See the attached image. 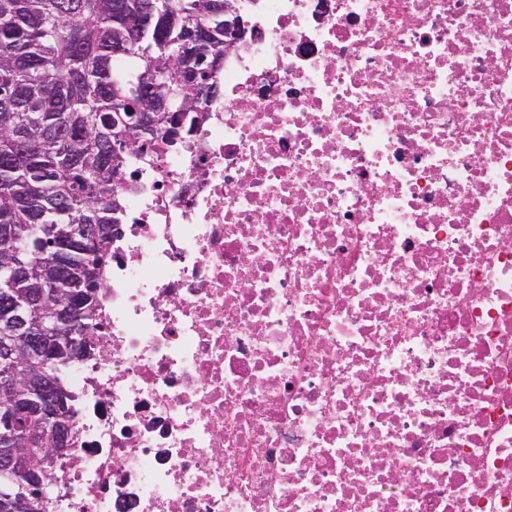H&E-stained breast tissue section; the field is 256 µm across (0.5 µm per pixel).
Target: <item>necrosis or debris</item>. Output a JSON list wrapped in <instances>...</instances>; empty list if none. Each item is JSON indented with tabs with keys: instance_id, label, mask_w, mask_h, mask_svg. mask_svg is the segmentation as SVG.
I'll list each match as a JSON object with an SVG mask.
<instances>
[{
	"instance_id": "obj_1",
	"label": "necrosis or debris",
	"mask_w": 512,
	"mask_h": 512,
	"mask_svg": "<svg viewBox=\"0 0 512 512\" xmlns=\"http://www.w3.org/2000/svg\"><path fill=\"white\" fill-rule=\"evenodd\" d=\"M131 161L47 512H512V0H234Z\"/></svg>"
}]
</instances>
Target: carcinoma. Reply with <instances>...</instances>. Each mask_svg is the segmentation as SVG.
<instances>
[{
	"label": "carcinoma",
	"mask_w": 512,
	"mask_h": 512,
	"mask_svg": "<svg viewBox=\"0 0 512 512\" xmlns=\"http://www.w3.org/2000/svg\"><path fill=\"white\" fill-rule=\"evenodd\" d=\"M193 37L223 43L224 0H0V291L29 328L74 291V325L91 334L112 225L124 223L113 138L156 111L179 75L169 47ZM71 364L54 351L39 369L63 388ZM47 427L28 420L0 448L47 471ZM25 485L0 474V512H24L5 495Z\"/></svg>",
	"instance_id": "cac0c4a2"
}]
</instances>
